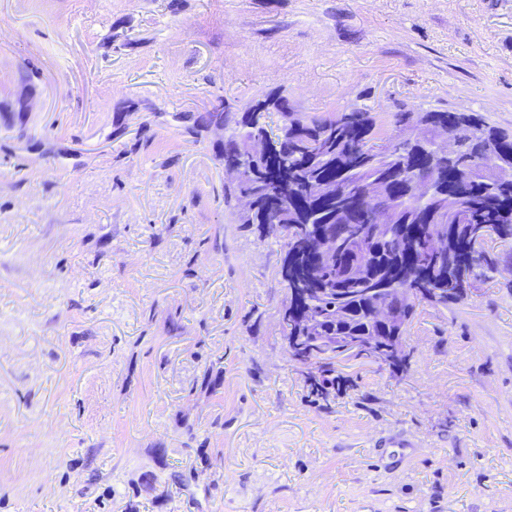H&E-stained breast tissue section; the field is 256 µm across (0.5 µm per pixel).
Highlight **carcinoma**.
Segmentation results:
<instances>
[{
  "label": "carcinoma",
  "instance_id": "carcinoma-1",
  "mask_svg": "<svg viewBox=\"0 0 512 512\" xmlns=\"http://www.w3.org/2000/svg\"><path fill=\"white\" fill-rule=\"evenodd\" d=\"M282 117L279 134L271 136L263 113ZM224 126V167L252 170L249 179L224 185V206L237 207L242 194L252 197L243 224L259 234H287L288 251L281 258L287 289L280 316L292 322L299 343L296 362L319 364L321 376L307 373L311 395L323 401L336 396L332 358L354 341L388 347L407 331L416 315L400 288H422L448 307L463 302L472 284L461 270H495L498 262L482 249L490 236L512 240V180L492 179L474 192L465 179L478 172L484 157L494 154L512 168V134L490 124L477 112L412 108L393 115V124L448 129L456 149L451 159L433 152L430 139L385 144L382 124L367 109L352 107L331 117L306 116L288 99L271 94L245 112L214 109L187 128L195 137L210 126ZM252 141L265 144L264 156H247ZM322 181L350 198L348 209L308 194V185ZM396 194L394 223L373 231L368 215L382 201L361 192L375 182ZM429 182L437 193L419 200L414 186ZM463 195L454 214L439 212L440 195L448 190ZM446 241L438 252L425 250L432 236ZM323 241L329 259L318 261L311 247ZM385 299L397 318L385 322L375 315Z\"/></svg>",
  "mask_w": 512,
  "mask_h": 512
}]
</instances>
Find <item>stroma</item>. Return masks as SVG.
Here are the masks:
<instances>
[{
	"label": "stroma",
	"mask_w": 512,
	"mask_h": 512,
	"mask_svg": "<svg viewBox=\"0 0 512 512\" xmlns=\"http://www.w3.org/2000/svg\"><path fill=\"white\" fill-rule=\"evenodd\" d=\"M512 132V0H0V512H512V241L310 396L201 114Z\"/></svg>",
	"instance_id": "obj_1"
}]
</instances>
